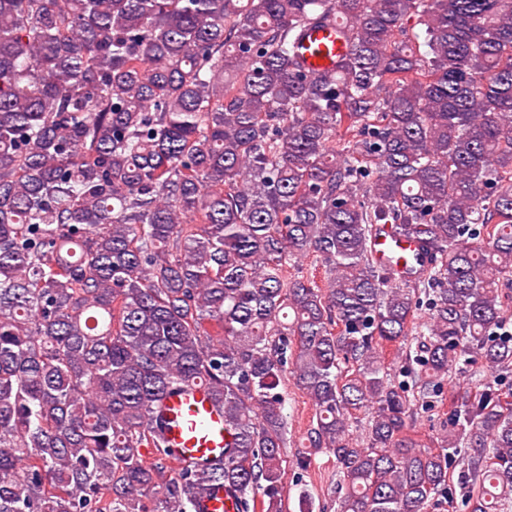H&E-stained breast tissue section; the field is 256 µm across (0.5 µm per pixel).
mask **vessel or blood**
<instances>
[{"label": "vessel or blood", "instance_id": "b4317fda", "mask_svg": "<svg viewBox=\"0 0 512 512\" xmlns=\"http://www.w3.org/2000/svg\"><path fill=\"white\" fill-rule=\"evenodd\" d=\"M301 46L300 59L305 72L316 74L335 69L337 62L351 50L350 44L338 38L332 26L306 31ZM373 246L376 256L385 262L396 251L408 249L409 244L397 240L390 228L384 226L374 238ZM164 414L168 421V445L174 450L173 465L222 454L224 416L204 387L197 386L168 397Z\"/></svg>", "mask_w": 512, "mask_h": 512}]
</instances>
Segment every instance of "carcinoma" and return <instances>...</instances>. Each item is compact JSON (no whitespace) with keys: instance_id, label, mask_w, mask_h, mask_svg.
Segmentation results:
<instances>
[{"instance_id":"1","label":"carcinoma","mask_w":512,"mask_h":512,"mask_svg":"<svg viewBox=\"0 0 512 512\" xmlns=\"http://www.w3.org/2000/svg\"><path fill=\"white\" fill-rule=\"evenodd\" d=\"M511 300L512 0H0V512H283L288 374L337 512H512ZM197 384L230 440L174 469ZM300 59L307 73H324L336 68L346 57L351 46L336 36V26L311 29L305 32L301 42ZM372 246L376 256L382 262H388L389 257L398 250L414 249L413 244L406 241H400L394 237L392 231L387 226H382L380 231L373 239ZM467 375L468 373L462 375L456 374L452 375V377L448 379L447 384L444 387V397H446L445 406L443 407V410L441 409L440 412H438V415L437 413H434L437 411H434L428 414H423V417L419 418L416 430H418V438L421 444L431 446L432 440L437 436L440 429V422L442 421V418L446 417V415H443V412H448L449 396H454L456 399L461 400V398L465 396V392L475 391V383L474 381L472 382Z\"/></svg>"}]
</instances>
